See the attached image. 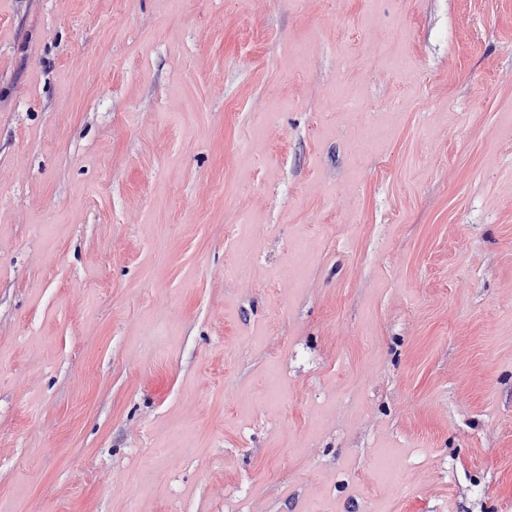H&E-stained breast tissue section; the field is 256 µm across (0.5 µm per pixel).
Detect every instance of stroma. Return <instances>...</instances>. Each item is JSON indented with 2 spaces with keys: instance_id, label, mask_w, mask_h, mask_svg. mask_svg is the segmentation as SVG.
<instances>
[{
  "instance_id": "obj_1",
  "label": "stroma",
  "mask_w": 512,
  "mask_h": 512,
  "mask_svg": "<svg viewBox=\"0 0 512 512\" xmlns=\"http://www.w3.org/2000/svg\"><path fill=\"white\" fill-rule=\"evenodd\" d=\"M0 512H512V0H0Z\"/></svg>"
}]
</instances>
